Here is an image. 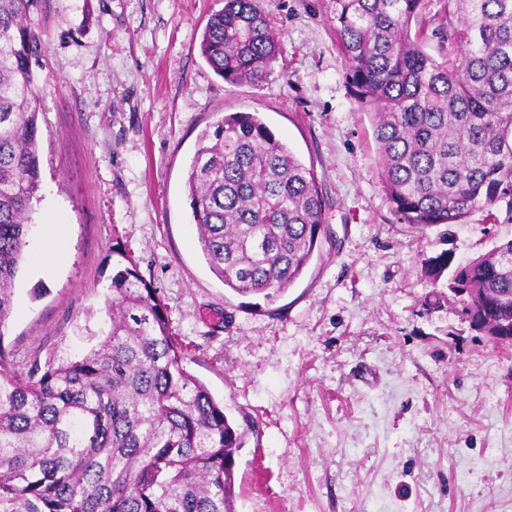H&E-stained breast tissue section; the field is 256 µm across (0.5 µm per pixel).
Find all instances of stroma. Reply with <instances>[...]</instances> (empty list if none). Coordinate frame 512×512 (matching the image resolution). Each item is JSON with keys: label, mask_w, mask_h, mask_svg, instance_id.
<instances>
[{"label": "stroma", "mask_w": 512, "mask_h": 512, "mask_svg": "<svg viewBox=\"0 0 512 512\" xmlns=\"http://www.w3.org/2000/svg\"><path fill=\"white\" fill-rule=\"evenodd\" d=\"M224 0H43L34 22L42 187L30 249L64 227L49 272L24 263L1 340L15 370L76 357L116 266L156 290L187 370L244 430L236 512H512V347L471 330L432 258L512 238V200L462 224L400 221L378 175L325 0H264L283 62L229 84L200 54ZM426 50L454 53L447 0ZM256 112L315 171L326 227L274 301L225 288L197 244L185 176L201 130Z\"/></svg>", "instance_id": "obj_1"}]
</instances>
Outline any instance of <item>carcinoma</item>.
Instances as JSON below:
<instances>
[{"label":"carcinoma","instance_id":"carcinoma-1","mask_svg":"<svg viewBox=\"0 0 512 512\" xmlns=\"http://www.w3.org/2000/svg\"><path fill=\"white\" fill-rule=\"evenodd\" d=\"M41 0H0V505L9 512H235L239 430L184 366L161 302L135 265L112 272L90 350L17 372L4 329L39 201L42 93L32 71ZM424 0H328L355 96L369 109L379 179L405 224H462L512 198V0H448L438 61L411 32ZM201 54L224 81L258 84L281 56L260 0H224ZM185 186L213 274L267 301L303 274L325 230L314 170L255 113L200 132ZM512 323V239L457 267Z\"/></svg>","mask_w":512,"mask_h":512}]
</instances>
